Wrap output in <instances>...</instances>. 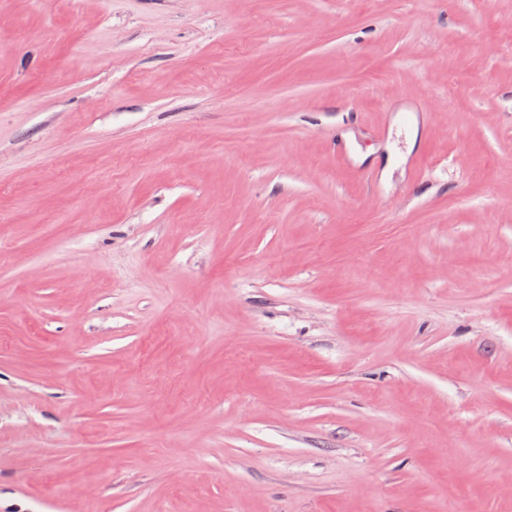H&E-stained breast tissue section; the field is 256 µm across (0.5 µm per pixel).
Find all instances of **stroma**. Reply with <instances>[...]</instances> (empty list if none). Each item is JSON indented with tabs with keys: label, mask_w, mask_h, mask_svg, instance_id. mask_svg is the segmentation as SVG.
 Returning <instances> with one entry per match:
<instances>
[{
	"label": "stroma",
	"mask_w": 512,
	"mask_h": 512,
	"mask_svg": "<svg viewBox=\"0 0 512 512\" xmlns=\"http://www.w3.org/2000/svg\"><path fill=\"white\" fill-rule=\"evenodd\" d=\"M0 512H512V0H0Z\"/></svg>",
	"instance_id": "1"
}]
</instances>
